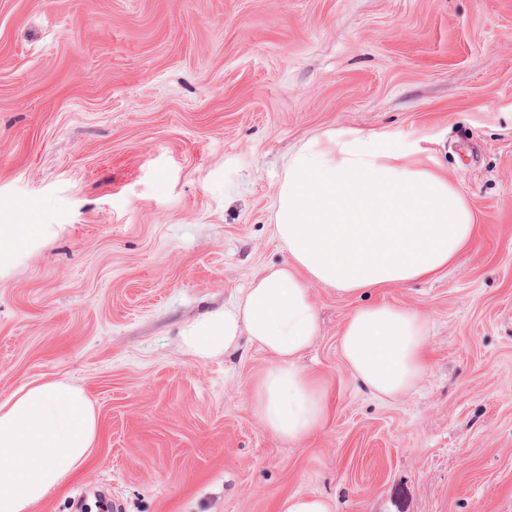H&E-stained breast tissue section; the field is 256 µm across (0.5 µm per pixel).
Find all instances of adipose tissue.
<instances>
[{
  "mask_svg": "<svg viewBox=\"0 0 512 512\" xmlns=\"http://www.w3.org/2000/svg\"><path fill=\"white\" fill-rule=\"evenodd\" d=\"M476 230L462 191L404 156L358 135L329 148L306 143L275 201L273 232L287 260L190 323L183 343L197 358H228L248 338L271 358L252 394L265 428L303 440L327 417L323 393L298 363L319 335L310 283L356 295L431 278L459 259ZM44 233L41 224H1L0 270ZM425 326L415 309L356 308L339 338L354 379L383 397L409 392L428 367ZM98 435L82 389L47 379L16 390L0 403V512H31L84 468Z\"/></svg>",
  "mask_w": 512,
  "mask_h": 512,
  "instance_id": "obj_1",
  "label": "adipose tissue"
}]
</instances>
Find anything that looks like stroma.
Listing matches in <instances>:
<instances>
[{
    "mask_svg": "<svg viewBox=\"0 0 512 512\" xmlns=\"http://www.w3.org/2000/svg\"><path fill=\"white\" fill-rule=\"evenodd\" d=\"M357 133L458 187L479 226L456 263L350 297L318 283L301 365L329 414L267 431L270 358L201 360L182 329L287 254L271 211L307 141ZM0 224L44 237L0 275V401L80 386L99 419L80 474L31 512H512V0H0ZM427 319L410 393L359 385L357 307ZM280 509V512H335L336 504L326 496L292 494Z\"/></svg>",
    "mask_w": 512,
    "mask_h": 512,
    "instance_id": "35a3bbf8",
    "label": "stroma"
}]
</instances>
